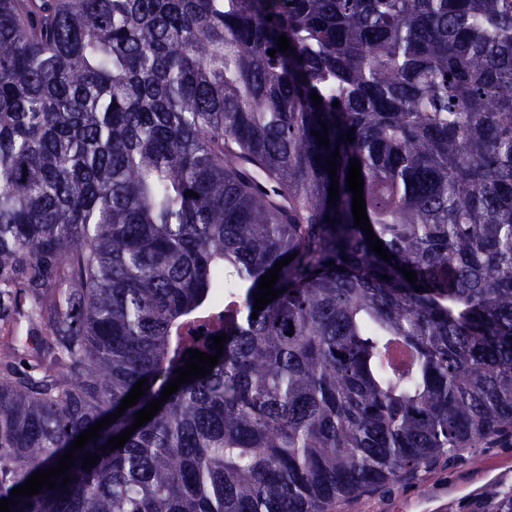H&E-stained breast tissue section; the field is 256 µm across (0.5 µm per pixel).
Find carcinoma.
<instances>
[{"mask_svg": "<svg viewBox=\"0 0 512 512\" xmlns=\"http://www.w3.org/2000/svg\"><path fill=\"white\" fill-rule=\"evenodd\" d=\"M21 322L0 499L147 391L12 512H328L512 438V0H0V327ZM200 328L229 338L212 372L102 452L187 350L216 354ZM459 512H512V486Z\"/></svg>", "mask_w": 512, "mask_h": 512, "instance_id": "cac0c4a2", "label": "carcinoma"}]
</instances>
